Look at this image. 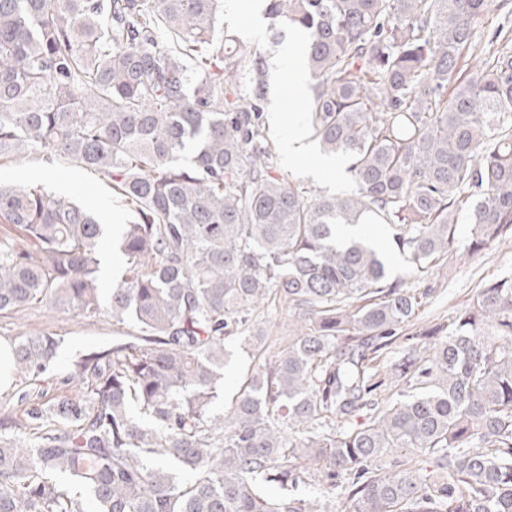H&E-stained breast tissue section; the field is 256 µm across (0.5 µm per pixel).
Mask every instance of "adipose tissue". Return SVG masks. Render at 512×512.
I'll use <instances>...</instances> for the list:
<instances>
[{"label": "adipose tissue", "mask_w": 512, "mask_h": 512, "mask_svg": "<svg viewBox=\"0 0 512 512\" xmlns=\"http://www.w3.org/2000/svg\"><path fill=\"white\" fill-rule=\"evenodd\" d=\"M286 79L291 95L288 101L283 104L288 114L287 133L282 141V152L285 161L292 164L302 159L309 160L310 170L314 175L331 180L337 179L339 169L335 161L313 155L311 151L306 118L299 105L307 85L306 71L297 61H290Z\"/></svg>", "instance_id": "adipose-tissue-1"}]
</instances>
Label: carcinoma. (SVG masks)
<instances>
[{
  "label": "carcinoma",
  "instance_id": "1",
  "mask_svg": "<svg viewBox=\"0 0 512 512\" xmlns=\"http://www.w3.org/2000/svg\"><path fill=\"white\" fill-rule=\"evenodd\" d=\"M490 5L269 0L270 30L305 34L312 137L355 184L321 195L280 173L264 61L224 33L223 0H0V160L62 156L136 215L104 299L106 225L0 186V224L33 246L0 248V314L45 302L129 327L51 400L22 385L55 337L11 342L30 441L0 414V512H317L310 477L351 512H512V277L392 350L420 305L406 279L512 239V34L470 65ZM362 224L385 225L402 272L347 233ZM277 300L300 332L213 414L226 343L259 340Z\"/></svg>",
  "mask_w": 512,
  "mask_h": 512
}]
</instances>
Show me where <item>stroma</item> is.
<instances>
[{
    "instance_id": "35a3bbf8",
    "label": "stroma",
    "mask_w": 512,
    "mask_h": 512,
    "mask_svg": "<svg viewBox=\"0 0 512 512\" xmlns=\"http://www.w3.org/2000/svg\"><path fill=\"white\" fill-rule=\"evenodd\" d=\"M252 20L236 11L232 0L224 2V29L245 45L253 47L267 63V95L262 104L268 140L273 149H280L286 131L278 121L279 101L286 96L288 86L278 79L286 62L280 56L284 46L274 38L269 26L252 32ZM38 181L46 190L74 198L80 203L99 202L98 212L104 222L119 218L132 222V213L124 200L112 190L111 181L101 173L78 168L60 158H46L40 154L28 155L17 160L0 161V184L25 186ZM512 276V242L503 241L474 255H464L435 268L414 288L423 293L424 300L416 317L404 326L406 336L446 322L455 308L473 301L479 290L490 280ZM256 322L263 333L261 342L248 347L231 345L232 356L224 369L222 395L215 402L213 411L227 415L244 384L263 370L275 356L288 345L289 336L295 335L297 321L287 306H277L272 313H264ZM31 332L53 335L59 343L57 357L40 385L49 395L64 393L63 383L71 364L87 349L110 342L118 328L109 318L88 321L75 311L49 304L33 305L22 311L0 316V338L8 340Z\"/></svg>"
}]
</instances>
